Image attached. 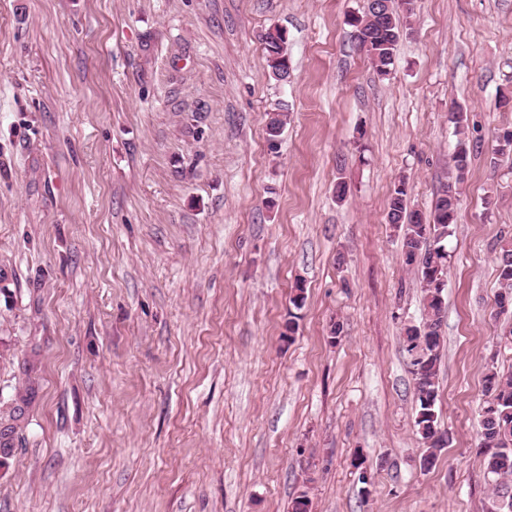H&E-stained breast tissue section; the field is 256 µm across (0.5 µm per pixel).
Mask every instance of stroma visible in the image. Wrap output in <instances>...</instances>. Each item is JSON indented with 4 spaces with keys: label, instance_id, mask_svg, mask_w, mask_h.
<instances>
[{
    "label": "stroma",
    "instance_id": "1",
    "mask_svg": "<svg viewBox=\"0 0 512 512\" xmlns=\"http://www.w3.org/2000/svg\"><path fill=\"white\" fill-rule=\"evenodd\" d=\"M367 6L0 0V512H292L303 492L310 512H492L480 420L489 369L512 371L495 252L512 158L492 153L512 129V0H414L383 79L352 38ZM458 110L447 444L426 470L403 331L423 301L385 216L401 182L430 210ZM282 32H284V30L279 27H270L261 37L265 45V62L267 69L275 80L287 82L289 76L288 48L287 44L285 48L280 44V42H283ZM281 54L287 58L283 60L277 59V56Z\"/></svg>",
    "mask_w": 512,
    "mask_h": 512
}]
</instances>
